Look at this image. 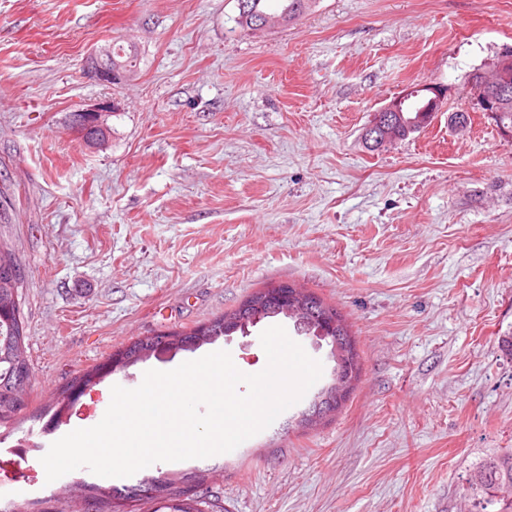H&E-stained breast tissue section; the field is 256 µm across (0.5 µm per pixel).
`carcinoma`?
<instances>
[{
  "mask_svg": "<svg viewBox=\"0 0 512 512\" xmlns=\"http://www.w3.org/2000/svg\"><path fill=\"white\" fill-rule=\"evenodd\" d=\"M269 0H246V11L238 12L235 23L243 31H252L261 15L269 13ZM285 24L296 22L311 9L316 0H279ZM138 52L133 47L112 44V68L137 69ZM427 114L416 109L401 112L394 118L398 139L404 140L421 129ZM24 278L12 243L0 238V425L16 420L27 408L24 397L29 395L32 381V363L25 343L26 331L22 314ZM304 298L305 322L297 328L314 336H327L331 343V355L336 366L333 373L341 375L350 386L360 378L361 363L356 341L352 337L343 316L314 292L298 288ZM282 315L291 318L270 295L269 287L251 293L235 310L218 315L195 328L184 331L160 330L151 336L138 337L117 349L101 364L74 378L50 396L48 409L52 410L50 422L59 424L69 414L73 403L69 392L73 383L93 388L117 371L157 356L161 350L188 351L209 344L238 330L256 324L263 319ZM336 396L325 387L302 412L297 426L312 428L318 425L328 412L336 409ZM209 476L202 471L170 473L151 478L147 483L117 488L95 486L89 499L94 512H125L121 502L146 501L153 504V512H223L208 497L192 491L204 485ZM466 497L472 503L468 512H488L497 505L496 512H512V449H507L484 459L470 476Z\"/></svg>",
  "mask_w": 512,
  "mask_h": 512,
  "instance_id": "cac0c4a2",
  "label": "carcinoma"
}]
</instances>
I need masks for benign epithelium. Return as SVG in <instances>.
Returning a JSON list of instances; mask_svg holds the SVG:
<instances>
[{"instance_id": "7a95c632", "label": "benign epithelium", "mask_w": 512, "mask_h": 512, "mask_svg": "<svg viewBox=\"0 0 512 512\" xmlns=\"http://www.w3.org/2000/svg\"><path fill=\"white\" fill-rule=\"evenodd\" d=\"M512 66V46L502 45L496 51V57L484 67L469 76V86L474 90V99L481 112L488 118L501 111L512 102V79L508 77L507 70ZM87 71L90 77L104 85L119 84L127 81L132 75L131 71L117 72L112 69L111 48L92 51L87 57ZM424 96L429 99L427 111L435 115L442 111L447 102L448 88L441 84H427L420 87ZM413 92L408 89L380 108L369 123L373 130V137L377 144L384 145L394 140L393 118L391 113L401 111L400 101ZM105 106H90L74 113L72 118L73 129L90 146H97L108 141L111 128L103 118Z\"/></svg>"}]
</instances>
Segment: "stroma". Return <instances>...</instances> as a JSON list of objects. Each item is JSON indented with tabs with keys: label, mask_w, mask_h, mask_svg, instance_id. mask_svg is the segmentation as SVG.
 <instances>
[{
	"label": "stroma",
	"mask_w": 512,
	"mask_h": 512,
	"mask_svg": "<svg viewBox=\"0 0 512 512\" xmlns=\"http://www.w3.org/2000/svg\"><path fill=\"white\" fill-rule=\"evenodd\" d=\"M235 0H0V235L25 272L30 404L0 428V512H88L77 483L136 484L81 468L46 485L51 443L138 387L225 350L262 371L278 324L322 364L327 342L285 318L107 377L50 428V395L131 339L192 328L257 288L288 282L345 318L361 357L336 417L294 419L307 391L229 453L156 463L205 470L225 512H462L467 480L512 448V140L471 109L469 74L512 44V0H318L294 25L252 35ZM139 52L120 85L86 59ZM449 88L428 128L377 150L371 115L409 86ZM108 106L87 146L73 111ZM28 446L18 453V443Z\"/></svg>",
	"instance_id": "35a3bbf8"
}]
</instances>
